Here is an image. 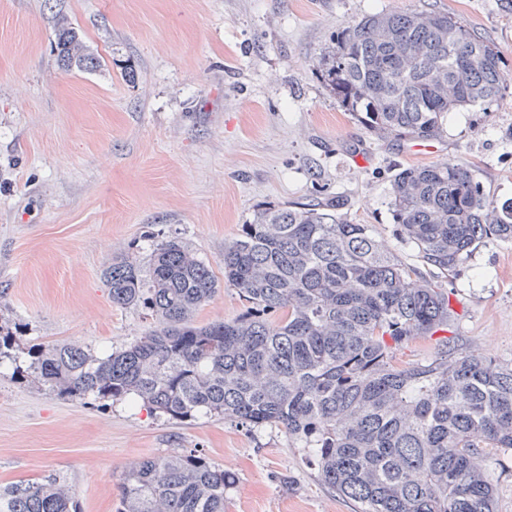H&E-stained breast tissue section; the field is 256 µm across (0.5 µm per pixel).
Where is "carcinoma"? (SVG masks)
I'll list each match as a JSON object with an SVG mask.
<instances>
[{
	"instance_id": "carcinoma-1",
	"label": "carcinoma",
	"mask_w": 512,
	"mask_h": 512,
	"mask_svg": "<svg viewBox=\"0 0 512 512\" xmlns=\"http://www.w3.org/2000/svg\"><path fill=\"white\" fill-rule=\"evenodd\" d=\"M52 52L66 70L101 57L64 15ZM325 87L372 133L430 141L448 113L512 86L498 48L441 10L351 20L316 64ZM344 200L269 205L224 245V279L172 239L148 266L114 255L112 304L154 326L105 357L77 344L28 350L29 377L58 395L122 401L182 420L199 411L253 429L278 426L312 449L321 481L356 512H497L487 460L512 449V364L434 338L455 317L448 289L398 261L343 212ZM396 235L422 265L456 274L487 239L512 240V199L489 197L475 170L436 161L391 180ZM246 310L201 324L221 288ZM435 340L412 362L397 351ZM234 475L195 451L147 458L123 474L118 512H224ZM0 512H78L57 479L0 486Z\"/></svg>"
}]
</instances>
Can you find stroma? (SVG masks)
Segmentation results:
<instances>
[{
	"mask_svg": "<svg viewBox=\"0 0 512 512\" xmlns=\"http://www.w3.org/2000/svg\"><path fill=\"white\" fill-rule=\"evenodd\" d=\"M424 9L453 14L512 70V0H0V325L17 354L0 361V485L57 475L81 512H117L138 461L196 451L236 477L226 512H353L283 429L64 398L26 378L27 351L126 347L153 320L112 304V256L144 265L175 237L223 276L225 243L264 205L341 196L414 265L392 221L397 166H469L490 197L512 199V89L450 112L422 144L370 134L315 71L344 23ZM58 11L103 69L58 67ZM448 287L456 345L511 362L512 241H485Z\"/></svg>",
	"mask_w": 512,
	"mask_h": 512,
	"instance_id": "obj_1",
	"label": "stroma"
}]
</instances>
